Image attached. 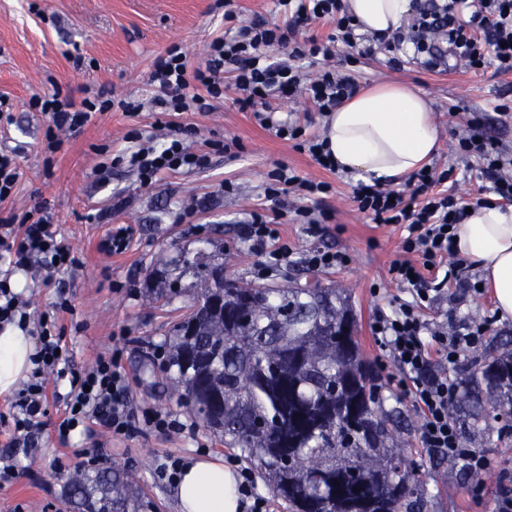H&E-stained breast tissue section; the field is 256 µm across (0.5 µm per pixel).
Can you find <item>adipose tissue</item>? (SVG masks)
Wrapping results in <instances>:
<instances>
[{"instance_id":"obj_1","label":"adipose tissue","mask_w":512,"mask_h":512,"mask_svg":"<svg viewBox=\"0 0 512 512\" xmlns=\"http://www.w3.org/2000/svg\"><path fill=\"white\" fill-rule=\"evenodd\" d=\"M363 30L391 32L410 11V0H347ZM324 138L341 171L368 184L396 185L436 154L439 130L428 101L402 84L359 92L326 120ZM458 254L473 263L492 288L499 318H512V208L490 204L459 225ZM35 344L17 326L0 330V395L30 374ZM180 512H242L237 481L223 461L187 462L176 489Z\"/></svg>"}]
</instances>
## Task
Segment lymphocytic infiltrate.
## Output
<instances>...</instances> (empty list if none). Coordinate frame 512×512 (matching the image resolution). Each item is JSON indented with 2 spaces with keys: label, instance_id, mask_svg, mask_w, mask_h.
<instances>
[{
  "label": "lymphocytic infiltrate",
  "instance_id": "obj_1",
  "mask_svg": "<svg viewBox=\"0 0 512 512\" xmlns=\"http://www.w3.org/2000/svg\"><path fill=\"white\" fill-rule=\"evenodd\" d=\"M280 4L283 22L273 26L261 19L241 20L232 7H225L224 34L209 43L204 67L189 69L181 47L170 46L149 77L154 111L162 116L210 111L214 100L223 98L224 78L229 75L239 92L241 111L254 113L261 126L275 128L278 136L295 138L300 134L298 128L273 121L271 99L303 96L316 111L328 113L351 98L358 82L334 64L341 47H354L359 38L358 23L344 0H280ZM312 21L331 24V33L321 39L297 40L300 27ZM376 43L391 52L390 63L395 67L400 64V53L409 48L414 59L430 70L451 60L472 68L491 60L498 73L511 74L512 0H431L428 7L417 9L409 28L377 37ZM274 46L287 49V59H272L268 50ZM31 105L49 117L45 148L52 153L59 147L60 133L81 128L92 112L108 109L110 103L88 97L77 103L57 89L33 97ZM182 133V138L160 144L145 140L130 152L128 163L142 183H152L165 170L206 166V154L189 151L183 142L192 135V128H183ZM458 148L481 160L486 193L511 204L512 149L486 136L471 121L459 135ZM407 186V191L393 192L360 183L353 190L359 210L372 223L398 224L405 231L404 256L391 264L389 274L411 299L393 314L378 315L373 334L410 383L409 391L423 415L421 437L426 452L480 472L487 468V459L463 448L449 413L457 384L446 368L457 363L462 352L481 343L495 319L487 315L463 329L433 330L421 319V310L434 304L446 284L459 277L463 261L454 249V238L467 214L465 204L441 188L433 172L418 171ZM248 237L266 246L267 270H277L287 262L288 247L282 244L281 231L269 215L252 214ZM80 263L78 253L57 239L49 216L6 225L0 234V265L12 270L38 272ZM73 311L70 301L61 296L38 318L35 368L17 392L11 415H0V425L8 427L9 447L26 454L37 448L51 375L68 382L64 416L56 429L60 438L95 427L111 439L127 438L143 429L161 434L183 430V423L171 413L150 409L135 414L127 375L114 355L100 353L88 366L74 367L57 331L60 315Z\"/></svg>",
  "mask_w": 512,
  "mask_h": 512
}]
</instances>
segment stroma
<instances>
[{
  "label": "stroma",
  "instance_id": "35a3bbf8",
  "mask_svg": "<svg viewBox=\"0 0 512 512\" xmlns=\"http://www.w3.org/2000/svg\"><path fill=\"white\" fill-rule=\"evenodd\" d=\"M224 33V11L216 0H0V151L17 155L18 184L14 195L0 202V218L37 212L47 207L58 239L82 253V265L53 272L51 286L25 277L23 294L31 315L49 309L58 295L75 308L74 317L59 322L75 366L89 364L99 353L118 352L131 381L134 409L171 412L187 424L179 435L142 432L99 446L101 466L132 472L139 492L151 498L157 512H179L176 488L158 479L166 457L210 456L242 470L237 452L225 447L194 415L180 396L175 375L166 369L165 342L173 324L190 311L196 291L198 263L222 267L227 277L257 286L302 284L314 275L300 260L315 246L345 251L349 263L316 273L324 284L344 288L357 320L358 341L373 367L386 407L400 406L408 427L401 447L406 459L420 466L425 488L423 512H491L495 499L512 494V430L493 423L488 429L468 428L463 413L454 420L466 448L485 455L489 467L471 473L462 467L437 465L421 443L422 413L395 383L400 371L376 343L372 325L377 315L402 302L404 293L389 275L401 256L402 230L372 223L353 200L354 180L331 173L311 159L305 138L284 139L264 129L252 113L239 111L232 81L210 112H186L176 123L196 129L189 143L206 153L205 168L182 167L160 174L144 186L123 163L109 173L96 169L98 150L121 154L132 128L151 130L156 119L146 104L153 94L148 78L154 61L171 44H179L190 68L203 66L210 41ZM382 48L365 43L342 49L336 63L352 73L361 88L404 83L431 102L440 131V146L431 161L451 169L455 192L476 201L485 181L476 158L456 151L455 125L479 116L483 133L512 146V120L500 121L495 110L512 74L499 75L494 64L479 69L430 71L408 59L392 69ZM61 88L75 102L86 94L102 99L121 97L143 105L137 116L114 108L94 113L76 133L61 137L54 154L44 150L47 119L30 105L33 95ZM281 165L300 178L325 181L332 190L320 208L331 218L318 224L296 223L293 213L281 216V235L292 250L286 267L265 274L264 257L245 234L252 212L273 213L267 189ZM127 225L133 238L126 253L110 256L97 249L113 226ZM475 267L460 274L447 296L423 310L430 325H460L494 311L491 292L465 289L479 280ZM83 331H75V323ZM494 332L466 351L448 375L460 380L482 360L500 356L494 333L512 336V318L497 320ZM61 402L49 400L42 441L12 482L0 485V512H69L64 497L70 473L82 459L76 451L82 436L62 442L55 426Z\"/></svg>",
  "mask_w": 512,
  "mask_h": 512
}]
</instances>
